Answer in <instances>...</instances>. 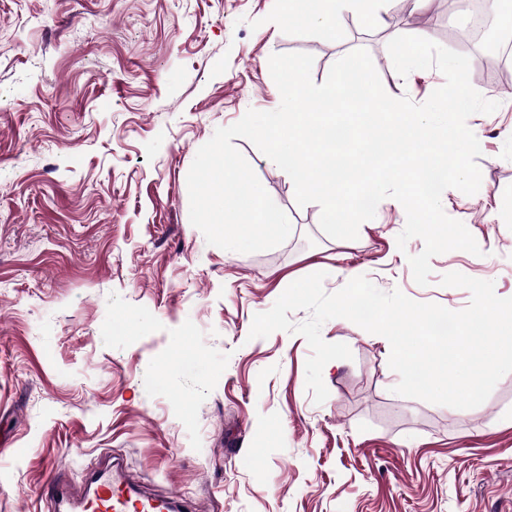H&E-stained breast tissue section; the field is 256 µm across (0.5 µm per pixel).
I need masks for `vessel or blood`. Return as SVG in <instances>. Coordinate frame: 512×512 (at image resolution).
<instances>
[{"label":"vessel or blood","instance_id":"vessel-or-blood-1","mask_svg":"<svg viewBox=\"0 0 512 512\" xmlns=\"http://www.w3.org/2000/svg\"><path fill=\"white\" fill-rule=\"evenodd\" d=\"M86 486L81 497H74L63 474L49 471L42 490L48 512H191L190 503L182 496L146 493L124 470L108 465H97Z\"/></svg>","mask_w":512,"mask_h":512}]
</instances>
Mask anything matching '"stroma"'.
<instances>
[{
    "label": "stroma",
    "mask_w": 512,
    "mask_h": 512,
    "mask_svg": "<svg viewBox=\"0 0 512 512\" xmlns=\"http://www.w3.org/2000/svg\"><path fill=\"white\" fill-rule=\"evenodd\" d=\"M392 0L363 33L344 17L328 37L289 21L284 0H0V512H46L48 465L80 482L100 456L120 459L149 492L190 498L196 512H512V373L480 406L404 397L390 344L344 318L326 342L329 391L306 387V340L250 338L294 281L345 276L453 311L468 290L450 272L512 297V223L488 222L512 195V99L467 124L481 137L476 194L445 190L442 207L481 253L430 261L427 285L398 248L406 213L379 203L354 240L329 237L318 204L298 205L287 173L234 138L292 232L239 253L210 245L189 219L187 174L215 130L281 102L274 54L312 53L311 77L364 49L387 92L421 103L437 69L394 87L389 41L448 46L467 5Z\"/></svg>",
    "instance_id": "stroma-1"
}]
</instances>
